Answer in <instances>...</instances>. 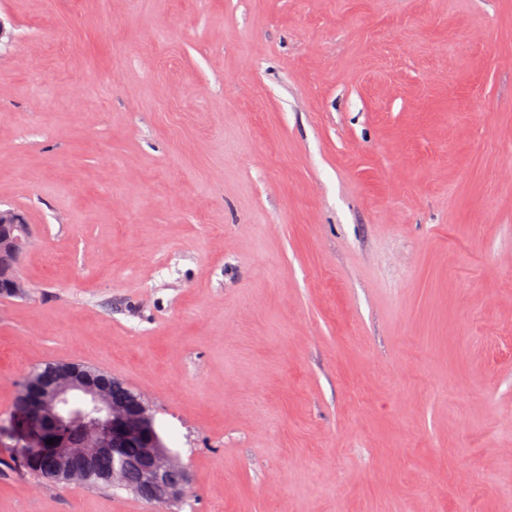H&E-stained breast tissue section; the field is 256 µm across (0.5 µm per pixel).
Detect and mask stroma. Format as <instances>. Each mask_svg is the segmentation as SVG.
<instances>
[{
	"label": "stroma",
	"instance_id": "stroma-1",
	"mask_svg": "<svg viewBox=\"0 0 512 512\" xmlns=\"http://www.w3.org/2000/svg\"><path fill=\"white\" fill-rule=\"evenodd\" d=\"M0 208V427L82 364L192 474L0 512H512V0H0ZM31 243L30 225L15 210L0 208V273H13Z\"/></svg>",
	"mask_w": 512,
	"mask_h": 512
}]
</instances>
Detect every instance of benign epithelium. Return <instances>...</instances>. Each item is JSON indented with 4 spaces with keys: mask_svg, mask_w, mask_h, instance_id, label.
<instances>
[{
    "mask_svg": "<svg viewBox=\"0 0 512 512\" xmlns=\"http://www.w3.org/2000/svg\"><path fill=\"white\" fill-rule=\"evenodd\" d=\"M32 243L30 225L13 209L0 208V273L12 272ZM27 423L24 446L45 449L43 471L65 484H87L93 464L120 457L112 484L157 503L185 495L191 473L154 433L155 416L141 395L112 375L58 364L52 375L24 382ZM54 439L49 444L47 440Z\"/></svg>",
    "mask_w": 512,
    "mask_h": 512,
    "instance_id": "1",
    "label": "benign epithelium"
}]
</instances>
